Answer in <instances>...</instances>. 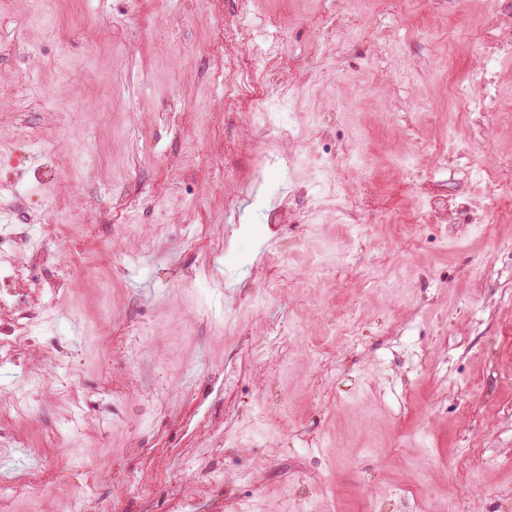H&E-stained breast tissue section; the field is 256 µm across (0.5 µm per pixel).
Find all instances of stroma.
<instances>
[{
  "instance_id": "35a3bbf8",
  "label": "stroma",
  "mask_w": 512,
  "mask_h": 512,
  "mask_svg": "<svg viewBox=\"0 0 512 512\" xmlns=\"http://www.w3.org/2000/svg\"><path fill=\"white\" fill-rule=\"evenodd\" d=\"M509 44L512 0H0V512H512Z\"/></svg>"
}]
</instances>
